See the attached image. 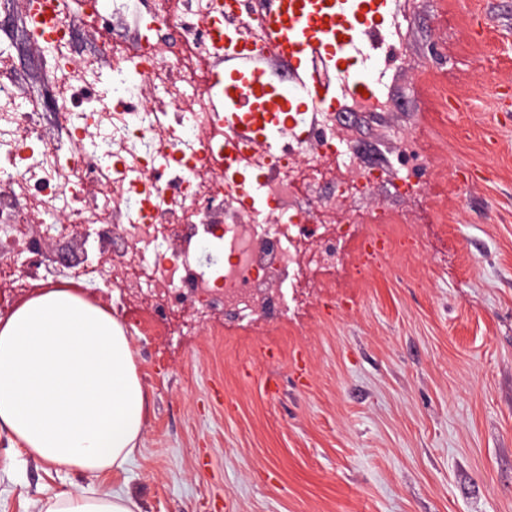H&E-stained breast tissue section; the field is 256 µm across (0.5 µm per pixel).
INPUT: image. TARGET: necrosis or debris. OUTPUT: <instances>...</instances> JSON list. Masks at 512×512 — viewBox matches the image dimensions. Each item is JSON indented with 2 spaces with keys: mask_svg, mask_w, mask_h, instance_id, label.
<instances>
[{
  "mask_svg": "<svg viewBox=\"0 0 512 512\" xmlns=\"http://www.w3.org/2000/svg\"><path fill=\"white\" fill-rule=\"evenodd\" d=\"M59 2L45 57L58 87L52 111L17 110L18 78L0 71V256L30 259L7 288L34 287L40 269L54 268L68 230L52 226L51 250L29 227L65 209L89 233L84 270L133 297L153 323L187 332L217 314L236 324L287 319L373 217L339 224L334 205L315 200L354 162L336 146L334 113H287L267 146L224 119L211 65L261 47L269 0H246V15L230 23L224 0H152L148 41L113 28L129 0L81 13ZM79 27L95 36V63L75 59ZM133 67L152 75L155 107L143 106ZM246 212L252 223H241ZM217 225L223 259L213 269L198 255Z\"/></svg>",
  "mask_w": 512,
  "mask_h": 512,
  "instance_id": "necrosis-or-debris-1",
  "label": "necrosis or debris"
}]
</instances>
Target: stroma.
<instances>
[{
    "label": "stroma",
    "mask_w": 512,
    "mask_h": 512,
    "mask_svg": "<svg viewBox=\"0 0 512 512\" xmlns=\"http://www.w3.org/2000/svg\"><path fill=\"white\" fill-rule=\"evenodd\" d=\"M401 61L387 112H342L353 180L336 218L382 210L332 288L279 324L216 319L178 336L98 292L131 337L148 395L137 457L112 473L142 512H512V0H395ZM20 18L14 71L50 95ZM456 111H449V101ZM418 141L421 160L403 156ZM419 179L405 193L402 178ZM388 254L363 263L362 245ZM278 352L268 361L266 349ZM36 460L0 470V512L89 487Z\"/></svg>",
    "instance_id": "1"
}]
</instances>
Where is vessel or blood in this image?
<instances>
[{"label":"vessel or blood","instance_id":"vessel-or-blood-1","mask_svg":"<svg viewBox=\"0 0 512 512\" xmlns=\"http://www.w3.org/2000/svg\"><path fill=\"white\" fill-rule=\"evenodd\" d=\"M387 0H270L265 17L266 42L251 53L229 56L225 67L245 84H257L262 65L273 59L302 85L305 98L321 106L368 88L353 60L384 39ZM342 69V85L318 80L315 68Z\"/></svg>","mask_w":512,"mask_h":512}]
</instances>
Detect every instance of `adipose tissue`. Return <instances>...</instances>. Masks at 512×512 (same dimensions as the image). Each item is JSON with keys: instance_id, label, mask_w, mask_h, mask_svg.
<instances>
[{"instance_id": "ef3b65f1", "label": "adipose tissue", "mask_w": 512, "mask_h": 512, "mask_svg": "<svg viewBox=\"0 0 512 512\" xmlns=\"http://www.w3.org/2000/svg\"><path fill=\"white\" fill-rule=\"evenodd\" d=\"M146 418L131 341L110 310L47 288L0 319V431L14 457L64 475L122 469ZM42 494L45 512H141L129 493L104 485Z\"/></svg>"}]
</instances>
